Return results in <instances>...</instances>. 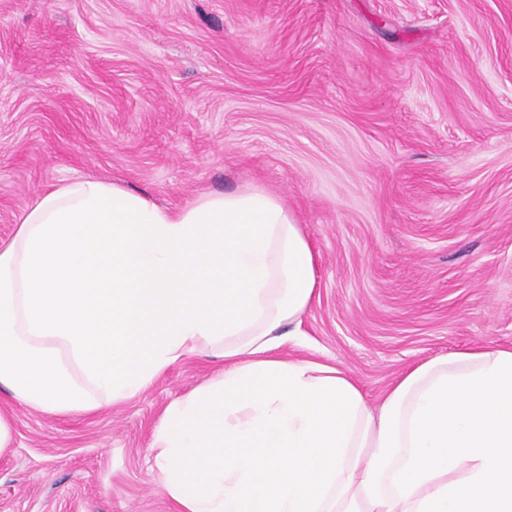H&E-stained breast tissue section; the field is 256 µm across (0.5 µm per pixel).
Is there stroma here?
Returning a JSON list of instances; mask_svg holds the SVG:
<instances>
[{
    "instance_id": "stroma-1",
    "label": "stroma",
    "mask_w": 512,
    "mask_h": 512,
    "mask_svg": "<svg viewBox=\"0 0 512 512\" xmlns=\"http://www.w3.org/2000/svg\"><path fill=\"white\" fill-rule=\"evenodd\" d=\"M86 176L172 209L280 196L318 254L288 353L378 404L421 361L512 347V0H0V244ZM223 367L65 418L0 394V512H178L152 434Z\"/></svg>"
}]
</instances>
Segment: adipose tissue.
I'll use <instances>...</instances> for the list:
<instances>
[{
	"instance_id": "1",
	"label": "adipose tissue",
	"mask_w": 512,
	"mask_h": 512,
	"mask_svg": "<svg viewBox=\"0 0 512 512\" xmlns=\"http://www.w3.org/2000/svg\"><path fill=\"white\" fill-rule=\"evenodd\" d=\"M318 288L303 226L264 189L172 210L64 182L0 245V389L92 412L206 351L223 371L149 445L180 512H512V348L422 361L374 407L348 372L281 353Z\"/></svg>"
}]
</instances>
